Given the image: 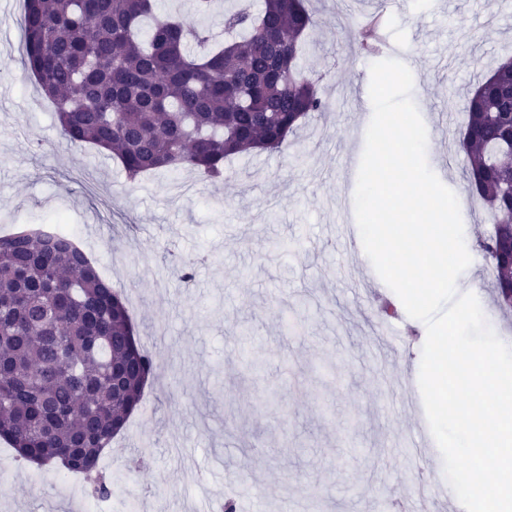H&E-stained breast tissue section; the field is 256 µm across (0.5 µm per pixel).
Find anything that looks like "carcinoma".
Here are the masks:
<instances>
[{
	"label": "carcinoma",
	"mask_w": 512,
	"mask_h": 512,
	"mask_svg": "<svg viewBox=\"0 0 512 512\" xmlns=\"http://www.w3.org/2000/svg\"><path fill=\"white\" fill-rule=\"evenodd\" d=\"M155 0H25L24 66L55 106L67 142L105 149L127 179L165 167L224 180V160L279 152L303 120L324 111L303 74L314 20L304 0H263L224 14L220 39ZM512 58L465 100L456 153L468 191L494 224L479 251L499 307L512 310ZM125 298L80 248L35 228L0 235V439L18 456L93 479L140 407L152 355L127 336Z\"/></svg>",
	"instance_id": "cac0c4a2"
}]
</instances>
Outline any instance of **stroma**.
<instances>
[{
    "label": "stroma",
    "mask_w": 512,
    "mask_h": 512,
    "mask_svg": "<svg viewBox=\"0 0 512 512\" xmlns=\"http://www.w3.org/2000/svg\"><path fill=\"white\" fill-rule=\"evenodd\" d=\"M307 7L318 25L301 65L327 110L284 152L233 159L212 184L164 168L131 185L109 153L70 145L24 72V0L0 11V233L66 226L124 293L159 363L100 460L112 486L104 512H122L130 496L138 512H221L242 482L254 487L243 512H374L380 500L454 512L431 498V482L445 480L439 448L416 464L402 448L419 419L405 399L419 388L426 326L402 311L403 344L380 336L377 305L394 293L364 289L358 248L341 245L353 221L341 192L357 183L342 158L365 147L370 67L391 56L361 51L347 26L380 15L385 39L417 60L411 96L431 130L427 163L456 194L473 247L457 291H486L492 269L474 245L493 226L454 144L467 88L512 54V0ZM177 262L193 264L192 281L173 275ZM35 469L17 460L0 512H87L84 493L32 483Z\"/></svg>",
    "instance_id": "stroma-1"
}]
</instances>
